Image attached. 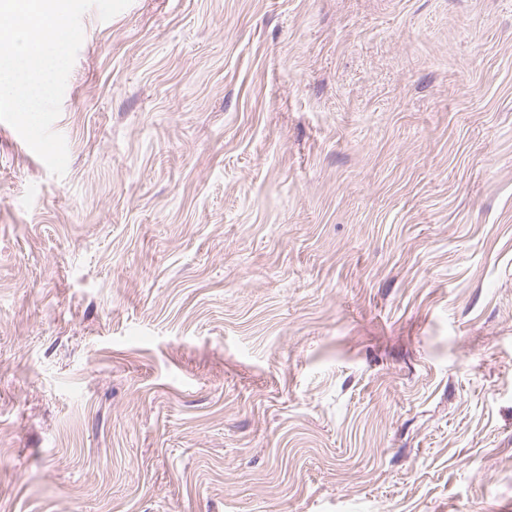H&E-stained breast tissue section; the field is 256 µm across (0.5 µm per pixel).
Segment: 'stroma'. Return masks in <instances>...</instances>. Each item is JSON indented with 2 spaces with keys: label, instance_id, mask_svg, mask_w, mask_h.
<instances>
[{
  "label": "stroma",
  "instance_id": "stroma-1",
  "mask_svg": "<svg viewBox=\"0 0 512 512\" xmlns=\"http://www.w3.org/2000/svg\"><path fill=\"white\" fill-rule=\"evenodd\" d=\"M0 122V512H512V0L82 17Z\"/></svg>",
  "mask_w": 512,
  "mask_h": 512
}]
</instances>
